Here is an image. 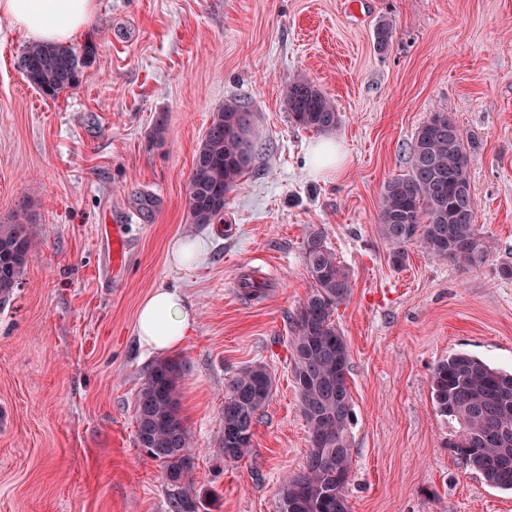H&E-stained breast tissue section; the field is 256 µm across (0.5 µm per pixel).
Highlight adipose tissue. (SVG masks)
Returning a JSON list of instances; mask_svg holds the SVG:
<instances>
[{
    "instance_id": "adipose-tissue-1",
    "label": "adipose tissue",
    "mask_w": 512,
    "mask_h": 512,
    "mask_svg": "<svg viewBox=\"0 0 512 512\" xmlns=\"http://www.w3.org/2000/svg\"><path fill=\"white\" fill-rule=\"evenodd\" d=\"M98 0H0V20L25 39L60 44L94 19ZM196 321L194 306L178 291L158 288L141 303L137 335L142 347L167 354L182 346Z\"/></svg>"
}]
</instances>
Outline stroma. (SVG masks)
<instances>
[{
  "mask_svg": "<svg viewBox=\"0 0 512 512\" xmlns=\"http://www.w3.org/2000/svg\"><path fill=\"white\" fill-rule=\"evenodd\" d=\"M89 43L78 84L52 99L17 67L26 39L0 22V222L24 213L40 246L0 305V512H173L178 491L135 436L155 361L136 317L157 288L197 311L172 354L195 462L189 512H277L281 480L310 451L289 338L314 230L351 283L334 314L350 350L349 512H512V492L451 451L459 426L431 393L455 353L512 370V280L498 273L512 261V0H100L70 46ZM297 72L340 116V170L313 171L321 135L288 117ZM231 99L252 114L250 168L220 219L191 224L185 184ZM441 109L471 147L477 226L495 250L466 272L412 244L396 268L381 193ZM128 217L117 278L101 227ZM176 239L204 240L205 259L172 264ZM246 275L259 298L243 295ZM258 363L272 396L229 465L216 444L224 383Z\"/></svg>",
  "mask_w": 512,
  "mask_h": 512,
  "instance_id": "1",
  "label": "stroma"
}]
</instances>
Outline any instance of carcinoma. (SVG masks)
I'll return each instance as SVG.
<instances>
[{
    "instance_id": "carcinoma-1",
    "label": "carcinoma",
    "mask_w": 512,
    "mask_h": 512,
    "mask_svg": "<svg viewBox=\"0 0 512 512\" xmlns=\"http://www.w3.org/2000/svg\"><path fill=\"white\" fill-rule=\"evenodd\" d=\"M19 67L28 83L50 98L79 81L78 54L66 46L31 44ZM285 107L293 124L317 133L333 131L339 123L332 101L304 75L288 82ZM250 123V112L237 101L224 103L215 113L186 186L189 223H214L227 193L249 169ZM468 166L467 147L452 117L443 110L432 114L416 132L409 170L387 181L380 198V230L394 266L405 264L412 243L464 269L490 258L494 247L478 231ZM37 251L25 217L0 224V304L14 296ZM304 263L311 291L300 305L289 347L311 451L304 469L281 483L278 512H347L350 352L333 314L349 297L351 284L319 231L306 236ZM179 372L174 360L148 369L134 399L135 434L147 457L162 465L165 480L190 489L193 457L180 414ZM272 387L271 372L263 364L248 366L224 382V424L218 436L224 462L236 463L248 454L254 423ZM431 389L439 412L460 426L450 444L455 455L488 484L512 491V372L455 353L434 367Z\"/></svg>"
}]
</instances>
